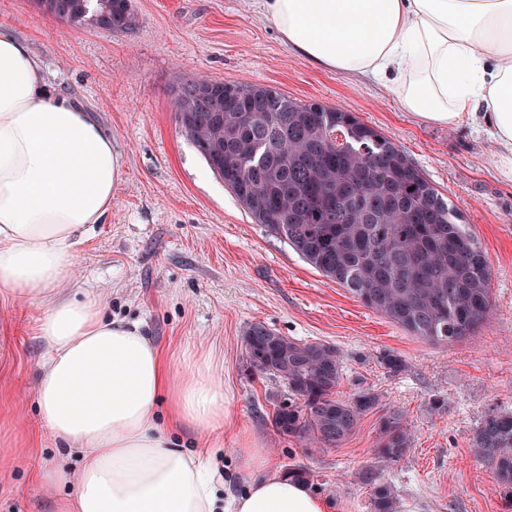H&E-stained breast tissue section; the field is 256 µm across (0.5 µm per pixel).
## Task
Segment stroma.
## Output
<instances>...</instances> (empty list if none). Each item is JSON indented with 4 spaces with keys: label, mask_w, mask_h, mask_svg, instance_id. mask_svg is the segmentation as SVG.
<instances>
[{
    "label": "stroma",
    "mask_w": 512,
    "mask_h": 512,
    "mask_svg": "<svg viewBox=\"0 0 512 512\" xmlns=\"http://www.w3.org/2000/svg\"><path fill=\"white\" fill-rule=\"evenodd\" d=\"M125 31L70 27L36 0H0L40 59L47 87L80 104L112 136L125 163L112 213L71 256L77 283L93 286L108 315L141 322L179 355L212 351L236 421L279 468L300 464L334 512H372L356 472L374 464L383 414L401 413L412 444L381 467L398 512H505L472 437L485 415L512 410V179L483 123L454 127L405 111L379 82L316 68L299 57L251 0H131ZM205 75L272 86L290 99L354 113L390 139L463 217L490 267L491 315L470 339L433 344L372 311L254 223L182 136L171 93ZM35 309L0 298V512H51L34 464L61 454L39 423L35 380L43 346ZM260 322L300 342L342 353L339 397H379L355 433L308 451L273 424L287 388L252 371L241 334ZM391 353L398 373L381 363ZM442 406H434V399Z\"/></svg>",
    "instance_id": "stroma-1"
}]
</instances>
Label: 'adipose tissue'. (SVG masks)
Wrapping results in <instances>:
<instances>
[{"instance_id":"adipose-tissue-1","label":"adipose tissue","mask_w":512,"mask_h":512,"mask_svg":"<svg viewBox=\"0 0 512 512\" xmlns=\"http://www.w3.org/2000/svg\"><path fill=\"white\" fill-rule=\"evenodd\" d=\"M256 5L304 60L373 77L405 111L451 127L483 115L512 176V0ZM124 173L111 135L51 95L27 42L0 25V294L41 309L39 417L82 456L75 474L36 468L53 512H331L234 422L208 355L174 360L95 292H65L72 250L111 213ZM186 430L230 432L242 494H220L211 449L180 447Z\"/></svg>"}]
</instances>
